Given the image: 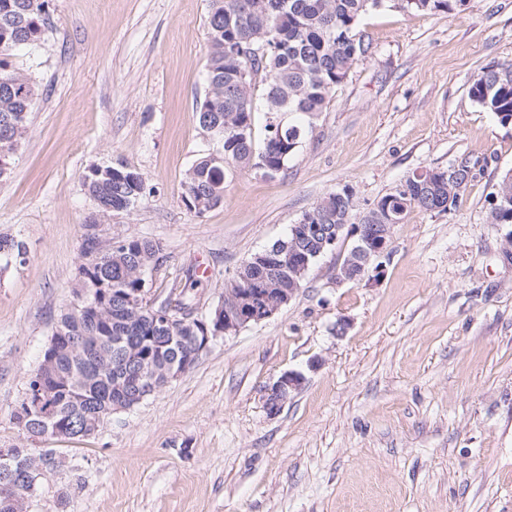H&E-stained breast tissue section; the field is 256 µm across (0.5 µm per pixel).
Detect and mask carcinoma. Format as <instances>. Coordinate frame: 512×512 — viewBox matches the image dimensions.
<instances>
[{
    "instance_id": "1",
    "label": "carcinoma",
    "mask_w": 512,
    "mask_h": 512,
    "mask_svg": "<svg viewBox=\"0 0 512 512\" xmlns=\"http://www.w3.org/2000/svg\"><path fill=\"white\" fill-rule=\"evenodd\" d=\"M393 0H209L207 25L209 53L206 75L209 94L197 103L198 120L215 127L224 138V163L208 156L197 161L184 182L183 200L207 211L224 201L226 172L247 168L253 154L262 152L273 173L282 171L295 152L301 126L275 128L265 124L264 138L255 134L257 80L264 82L262 110L267 115L296 112L308 116L321 112L336 85L348 76L354 62L366 52L357 37L359 19L367 12ZM470 0H406L402 9L425 14L465 11ZM46 0H0V53L41 41L47 31ZM274 44L266 57L248 59L251 44ZM250 65L252 74L238 80L239 69ZM34 97L31 76L18 72L0 57V156L14 163L16 152L28 132V114ZM469 97L496 115L503 125L512 124V62L486 68L469 88ZM243 126L247 137L225 133V127ZM478 161L461 157L460 182L454 185L411 176L405 180L409 193L383 196L381 207L398 212L401 221L414 208L446 212L457 205L461 193L474 178ZM84 185L96 201L114 211L137 203L144 193V180L134 169L107 166L102 173H87ZM304 218L329 230L334 224H356V204L343 195L331 207L319 201ZM162 250L159 243L146 238H127L125 245L101 258L87 273L83 287L88 292L105 290L109 306L108 322L93 330L76 329L78 336H98L99 351L106 362L97 372L82 368L81 353L65 358L54 384L53 404L58 420L72 426V435L83 431L86 421L98 409L112 404L119 385L136 373L146 382L148 366L160 360H173L181 346L164 349L155 346L157 336L186 338L190 331L176 320L163 330L160 319L144 311L131 317L126 298L138 287L134 271ZM25 243L0 236V256L24 260ZM16 425L33 435L38 417L17 403Z\"/></svg>"
}]
</instances>
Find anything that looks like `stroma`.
<instances>
[{
	"instance_id": "35a3bbf8",
	"label": "stroma",
	"mask_w": 512,
	"mask_h": 512,
	"mask_svg": "<svg viewBox=\"0 0 512 512\" xmlns=\"http://www.w3.org/2000/svg\"><path fill=\"white\" fill-rule=\"evenodd\" d=\"M209 0H48L49 29L12 52L36 92L0 179V448L53 449L31 512H512V224L493 192L512 171V124L475 104L482 71L512 61V0L429 15L385 7L359 21L368 51L273 176L228 172L224 201H183L187 171L223 152L195 112L207 91ZM477 159L445 213L411 210L380 277L340 283V235L295 298L219 339L182 378L96 435L33 437L13 414L81 286L83 227L148 238L165 259L157 301L205 318L253 254L328 194L358 211L409 176ZM123 163L143 198L101 215L89 168ZM346 328H339V321ZM304 376L277 414L266 389Z\"/></svg>"
}]
</instances>
